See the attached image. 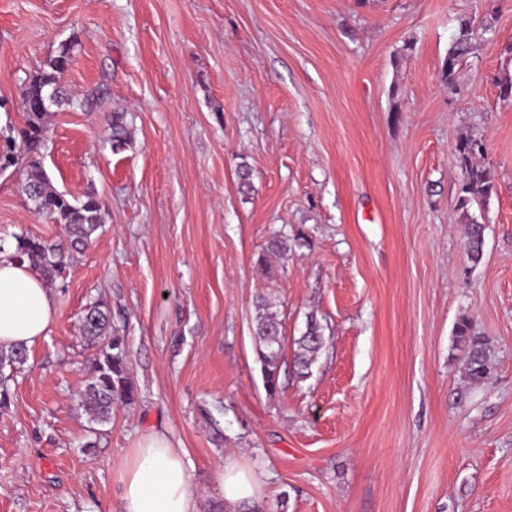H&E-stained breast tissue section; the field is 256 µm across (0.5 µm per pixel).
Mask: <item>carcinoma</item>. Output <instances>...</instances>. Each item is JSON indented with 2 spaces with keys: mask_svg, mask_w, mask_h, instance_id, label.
<instances>
[{
  "mask_svg": "<svg viewBox=\"0 0 512 512\" xmlns=\"http://www.w3.org/2000/svg\"><path fill=\"white\" fill-rule=\"evenodd\" d=\"M478 37L477 30L467 20L460 23L459 36L448 49L442 67V76L448 84H454L456 67ZM71 48L62 47L47 58L40 69L24 85L22 94L23 126L17 135L5 137L0 147V170L19 164L26 169L23 190L32 202L34 210L56 224L66 233V244L53 243L42 238L19 236L12 258L28 262L48 281L60 277L66 269L68 249L77 250L88 246L91 235L101 224L100 207L96 198L88 195L82 201H71L56 191L43 165L41 146L44 141L45 119L51 108L66 103L60 82L70 65ZM110 139L116 149L126 144L127 128L122 116L112 117ZM485 150L482 139L467 136L456 146V160L462 179L458 190V203L466 224L467 256L470 262H480L486 224L470 212L473 206L484 204L492 194L494 185L489 169L477 161ZM81 332L90 344L100 345L81 397V404L100 424L112 420L116 405L130 404L136 399V388L130 380L126 366L127 338L110 322L109 311L95 304L81 318ZM458 341L465 343L466 375L473 385L482 383L489 374L487 343L477 335L468 319L461 320L455 330ZM257 355L261 363L264 385L269 395L280 390V373L284 361V342L281 323L275 315L265 313L256 328ZM293 361L298 366L297 375L303 379L310 375L326 346L323 326L315 315L307 317L303 334L294 340ZM27 361L23 346L0 348V410L11 403V383Z\"/></svg>",
  "mask_w": 512,
  "mask_h": 512,
  "instance_id": "cac0c4a2",
  "label": "carcinoma"
}]
</instances>
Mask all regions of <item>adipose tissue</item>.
I'll list each match as a JSON object with an SVG mask.
<instances>
[{
	"instance_id": "1",
	"label": "adipose tissue",
	"mask_w": 512,
	"mask_h": 512,
	"mask_svg": "<svg viewBox=\"0 0 512 512\" xmlns=\"http://www.w3.org/2000/svg\"><path fill=\"white\" fill-rule=\"evenodd\" d=\"M55 312L43 276L28 264L0 256V347L38 343ZM189 467L185 450L174 447L167 434L148 433L119 472L115 512H198ZM217 483L226 512H253L262 501V475L232 458H225Z\"/></svg>"
}]
</instances>
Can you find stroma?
Here are the masks:
<instances>
[{"label":"stroma","mask_w":512,"mask_h":512,"mask_svg":"<svg viewBox=\"0 0 512 512\" xmlns=\"http://www.w3.org/2000/svg\"><path fill=\"white\" fill-rule=\"evenodd\" d=\"M462 18L483 35L451 89ZM64 45L74 104L47 120L44 166L98 199L101 226L0 410V512H112L154 430L187 452L199 512L222 503L228 456L264 474L261 512H512V0H0L1 130ZM470 135L494 176L475 265L455 157ZM24 180L0 172L8 256L19 236L65 237ZM97 301L137 388L106 424L80 405ZM262 301L286 341L311 313L326 338L305 380L284 361L273 397ZM464 317L488 340L477 386Z\"/></svg>","instance_id":"35a3bbf8"}]
</instances>
